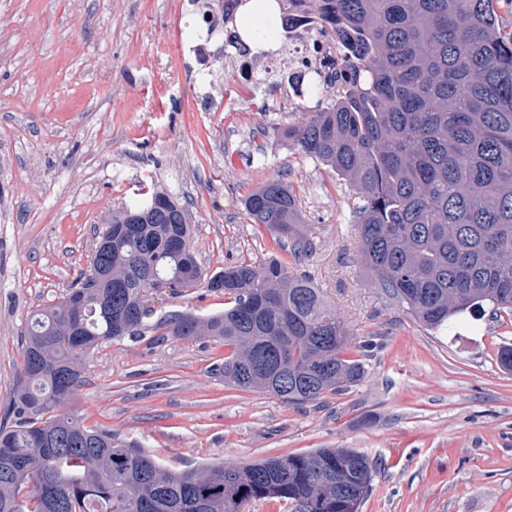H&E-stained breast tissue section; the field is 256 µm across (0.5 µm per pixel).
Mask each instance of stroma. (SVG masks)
I'll use <instances>...</instances> for the list:
<instances>
[{
  "label": "stroma",
  "mask_w": 512,
  "mask_h": 512,
  "mask_svg": "<svg viewBox=\"0 0 512 512\" xmlns=\"http://www.w3.org/2000/svg\"><path fill=\"white\" fill-rule=\"evenodd\" d=\"M202 25L188 0H0V406L30 313L88 269L113 210L170 194L208 273L284 260L245 209L279 178L316 229L302 269L351 344L376 343L364 378L291 405L212 375L211 342L125 339L93 355L72 410L176 469L356 449L377 465L359 512H512V372L496 360L512 316L432 331L371 287L343 180L277 135L335 89L298 101L281 36L250 61L277 93L225 103L237 56L226 31L195 37Z\"/></svg>",
  "instance_id": "1"
}]
</instances>
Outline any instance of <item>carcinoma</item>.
Here are the masks:
<instances>
[{"label":"carcinoma","mask_w":512,"mask_h":512,"mask_svg":"<svg viewBox=\"0 0 512 512\" xmlns=\"http://www.w3.org/2000/svg\"><path fill=\"white\" fill-rule=\"evenodd\" d=\"M293 0L270 20L294 28ZM252 0H222L228 24ZM512 0H307L317 31L344 49L336 98L282 131L355 198L371 284L431 330L489 306L512 313ZM252 223L301 262L316 250L280 179L245 201ZM187 209L164 192L123 207L97 234L90 269L33 311L22 363L0 415V512H245L256 500L298 512H359L375 463L316 448L243 464L178 470L65 411L108 341L205 339L224 347L212 372L234 387L300 404L364 375L336 306L311 276L271 257L207 274ZM221 292L230 306L154 322L148 296ZM224 288L212 287L216 279Z\"/></svg>","instance_id":"1"}]
</instances>
